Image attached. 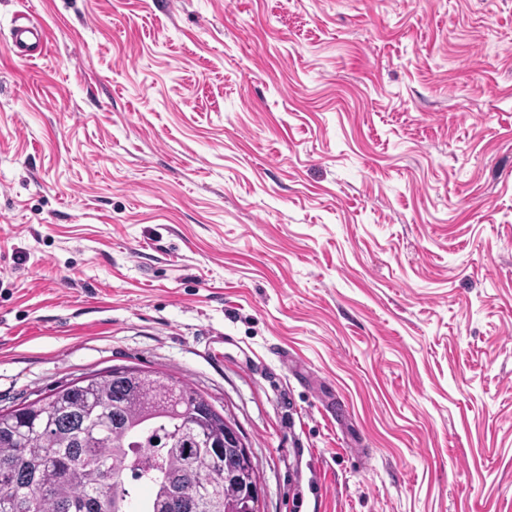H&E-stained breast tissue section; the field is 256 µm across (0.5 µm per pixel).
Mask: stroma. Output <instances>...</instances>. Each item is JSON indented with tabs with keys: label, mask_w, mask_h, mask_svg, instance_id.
Returning <instances> with one entry per match:
<instances>
[{
	"label": "stroma",
	"mask_w": 512,
	"mask_h": 512,
	"mask_svg": "<svg viewBox=\"0 0 512 512\" xmlns=\"http://www.w3.org/2000/svg\"><path fill=\"white\" fill-rule=\"evenodd\" d=\"M115 366L260 512H512V0H0V409ZM46 32L42 28L17 26L11 34L10 51L15 55H41L46 44Z\"/></svg>",
	"instance_id": "1"
}]
</instances>
